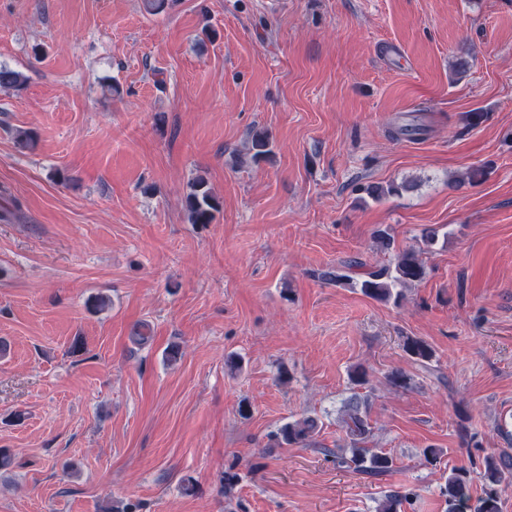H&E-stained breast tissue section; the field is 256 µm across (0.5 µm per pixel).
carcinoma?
<instances>
[{
	"label": "carcinoma",
	"mask_w": 512,
	"mask_h": 512,
	"mask_svg": "<svg viewBox=\"0 0 512 512\" xmlns=\"http://www.w3.org/2000/svg\"><path fill=\"white\" fill-rule=\"evenodd\" d=\"M22 75L14 70L0 66V88H18L22 86ZM251 159L255 162L266 160L273 154L269 131L261 130L252 134L250 140ZM189 217L194 224H210L220 202L213 196L204 178L196 179L192 192L186 199ZM426 275V268L419 252L405 250L397 254L393 265L380 267L365 273L364 279L357 283L360 291L375 300L388 301L398 297L396 288L420 281ZM403 350L412 359L426 363L433 359L434 350L423 339L407 336L403 340ZM359 396L350 397L345 403L346 417L344 428L349 439V447L336 453V464L354 472L370 476H380L395 470L393 455L381 448L366 447L371 426L366 414L361 410ZM320 427L317 418L306 416L283 425L276 438L286 445H305L311 441ZM482 483L481 496L476 505H471L470 486L473 479ZM512 484V448H500L486 454L476 477L464 467L453 468L448 472L441 494L448 504V512H501L499 490ZM411 490L392 491L378 502L376 512H400L403 502L412 499Z\"/></svg>",
	"instance_id": "1"
}]
</instances>
